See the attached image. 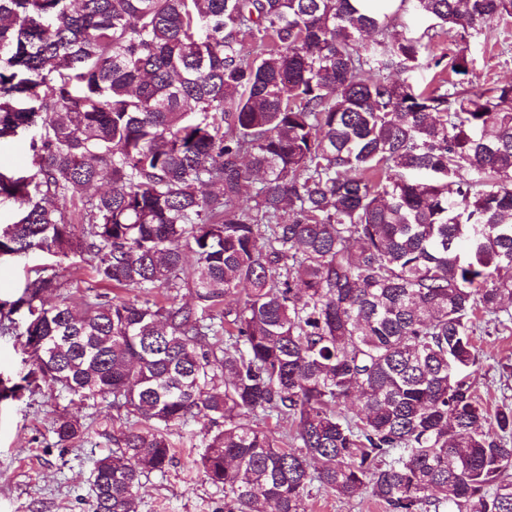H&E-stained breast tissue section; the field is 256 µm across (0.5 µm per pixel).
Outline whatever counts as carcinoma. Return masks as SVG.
Here are the masks:
<instances>
[{"label": "carcinoma", "instance_id": "obj_1", "mask_svg": "<svg viewBox=\"0 0 512 512\" xmlns=\"http://www.w3.org/2000/svg\"><path fill=\"white\" fill-rule=\"evenodd\" d=\"M410 8L463 39L512 16ZM387 18L350 0H0V144L33 132L31 174L0 169V263L77 258L134 292L76 303L49 265L0 300L1 335L27 312L28 387L122 420L93 512H137L167 429L201 413L224 512H307L315 484L386 512H512V407L485 430L462 376L475 313L512 323V83L388 39ZM421 67L454 79L417 93L403 75ZM53 433L73 445L83 424Z\"/></svg>", "mask_w": 512, "mask_h": 512}]
</instances>
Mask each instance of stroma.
Here are the masks:
<instances>
[{
    "label": "stroma",
    "mask_w": 512,
    "mask_h": 512,
    "mask_svg": "<svg viewBox=\"0 0 512 512\" xmlns=\"http://www.w3.org/2000/svg\"><path fill=\"white\" fill-rule=\"evenodd\" d=\"M432 48L438 54L464 52L475 83L512 82V18L491 22L466 42L453 33L437 37ZM472 343L478 361L470 382L480 405L491 414L501 405L512 406V327L478 321ZM63 413L84 423L83 442L57 445L52 424ZM114 415L109 408L68 403L58 389L45 386L0 401V512H93V467L112 449ZM208 425L199 417L170 427L173 462L165 474L144 478L138 512H224L223 490L209 483L199 465ZM307 510L385 512L370 493L340 499L317 488Z\"/></svg>",
    "instance_id": "35a3bbf8"
}]
</instances>
